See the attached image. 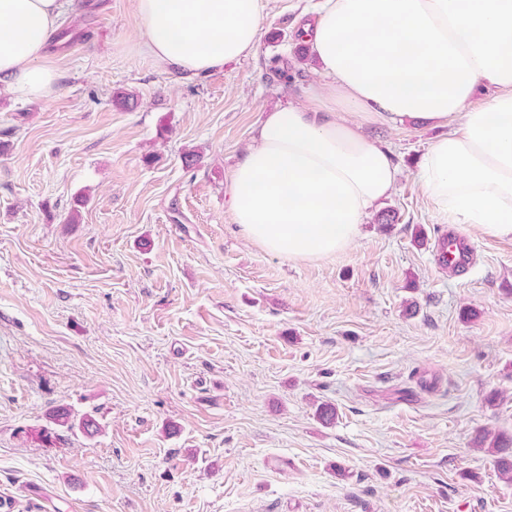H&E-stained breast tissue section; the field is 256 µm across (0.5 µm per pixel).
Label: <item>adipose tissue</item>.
Returning <instances> with one entry per match:
<instances>
[{"label":"adipose tissue","instance_id":"1","mask_svg":"<svg viewBox=\"0 0 512 512\" xmlns=\"http://www.w3.org/2000/svg\"><path fill=\"white\" fill-rule=\"evenodd\" d=\"M142 50L188 76L255 55L263 0H135ZM61 0H0V91L50 94ZM317 82L265 113L234 168L245 238L291 261L353 245L401 171L366 126L443 128L415 176L442 224L512 236V0H318Z\"/></svg>","mask_w":512,"mask_h":512}]
</instances>
